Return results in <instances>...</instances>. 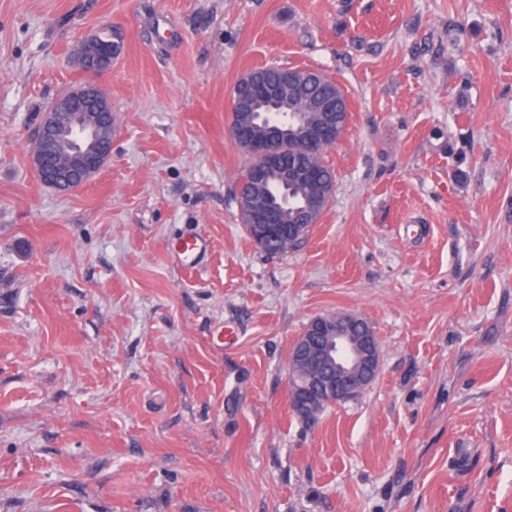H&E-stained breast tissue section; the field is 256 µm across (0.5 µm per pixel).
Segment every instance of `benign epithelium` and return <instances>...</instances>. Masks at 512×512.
Segmentation results:
<instances>
[{"mask_svg": "<svg viewBox=\"0 0 512 512\" xmlns=\"http://www.w3.org/2000/svg\"><path fill=\"white\" fill-rule=\"evenodd\" d=\"M80 62L97 71L108 68L112 56L103 55L102 44L96 35L82 40ZM305 78L288 74L272 85L259 78L247 84L237 83L232 98L245 120L230 130L232 140L251 159L253 183L252 198L244 202L240 211L246 222L258 224V236L273 232V225L282 221L275 203L262 204L258 199L266 195L270 182L282 187L303 186L307 190L304 201L307 222H319L320 208L330 202L334 187L326 185L317 169L287 165L284 158L288 146L302 143L313 151H322L336 145V124L314 125L297 118L290 128L285 121L275 128L265 123L259 103L270 101L287 105L297 96ZM112 107L101 86L93 81L84 83L55 100L42 114L31 167L44 185L55 186L65 192L83 187L98 173L112 156V137L103 134L102 127L111 123ZM319 328L320 335L304 337L292 360L315 370L320 386L336 393V398H347L364 393L379 373V344L374 336H355L351 318L336 320L331 332L326 321L317 316L308 323Z\"/></svg>", "mask_w": 512, "mask_h": 512, "instance_id": "7a95c632", "label": "benign epithelium"}]
</instances>
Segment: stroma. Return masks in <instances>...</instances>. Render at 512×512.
I'll return each instance as SVG.
<instances>
[{
  "mask_svg": "<svg viewBox=\"0 0 512 512\" xmlns=\"http://www.w3.org/2000/svg\"><path fill=\"white\" fill-rule=\"evenodd\" d=\"M111 29L112 159L46 187L37 124ZM273 64L350 108L279 255L227 131ZM337 312L380 371L309 426L289 353ZM0 512H512V0H0ZM168 249L180 259L185 268L195 269L206 252V245L196 236H185L171 241Z\"/></svg>",
  "mask_w": 512,
  "mask_h": 512,
  "instance_id": "stroma-1",
  "label": "stroma"
}]
</instances>
